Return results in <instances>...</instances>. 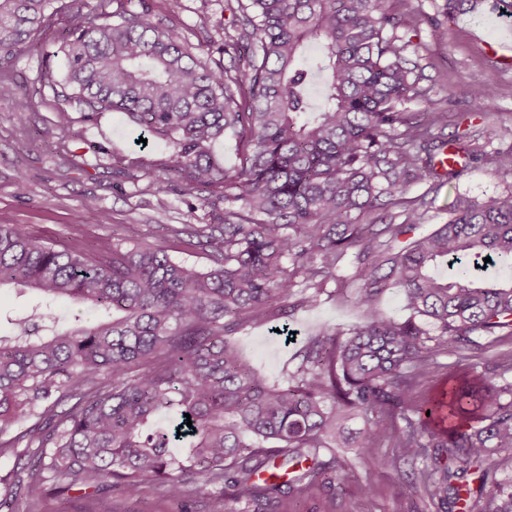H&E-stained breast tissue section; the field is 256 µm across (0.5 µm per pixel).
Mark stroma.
Returning a JSON list of instances; mask_svg holds the SVG:
<instances>
[{
    "instance_id": "stroma-1",
    "label": "stroma",
    "mask_w": 512,
    "mask_h": 512,
    "mask_svg": "<svg viewBox=\"0 0 512 512\" xmlns=\"http://www.w3.org/2000/svg\"><path fill=\"white\" fill-rule=\"evenodd\" d=\"M445 0H397L396 5L420 19L409 32V57L421 69L420 85L426 94L408 104L411 112L449 109L447 127L439 135L453 140L457 130L468 126L495 130L493 138H481L475 145L478 159L470 161L453 185L431 186L420 182L410 189L420 198V230L428 233L448 220V208L456 195L478 202L512 191V174L496 172L491 161L497 151L512 148V69H504L489 44L512 31V17L492 9L483 0L477 9L462 7L453 16L444 13ZM133 13L149 8L151 21L178 35L194 52L208 57L211 65H229L222 51L225 32L236 29V0H125ZM69 25L59 16L5 71L0 72V225L25 224L40 237L60 244L93 242L109 237L122 243L134 238L143 245L168 243L162 227L166 224H199L202 211H190L181 190L156 192L153 183L161 176V163L171 150L164 142L140 147L138 130L126 124L121 113L108 112L100 122H74L71 129H55L59 108L78 112L76 104H63L52 84L41 83L38 75L50 69L61 78L63 60L58 51ZM478 95H470V88ZM30 95L28 112L18 113L21 92ZM28 140L26 152L17 149L18 140ZM139 155L143 169L129 176L112 171V154ZM96 206L109 217L105 224H86L87 206ZM355 267L343 260L340 282H329L319 305L296 309L297 334L293 341L273 335L272 322L252 323L236 335L242 356L268 381L281 379L293 369L295 348L303 339L328 327L348 329L362 320L355 303ZM475 372L493 382L512 381V372L502 369L512 358V339L479 338L468 352ZM394 449L377 448L374 457H362L344 448L336 451L335 486L312 485L301 496L281 494L273 512H437V507L417 496L405 495L400 478L411 472L410 463H395ZM374 482L372 497L360 491L365 479ZM71 512H168L170 505L152 491L128 496L110 492L105 502H86L79 488L68 493Z\"/></svg>"
}]
</instances>
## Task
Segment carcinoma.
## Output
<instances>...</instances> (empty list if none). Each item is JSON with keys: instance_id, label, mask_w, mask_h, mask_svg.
<instances>
[{"instance_id": "carcinoma-1", "label": "carcinoma", "mask_w": 512, "mask_h": 512, "mask_svg": "<svg viewBox=\"0 0 512 512\" xmlns=\"http://www.w3.org/2000/svg\"><path fill=\"white\" fill-rule=\"evenodd\" d=\"M55 2L0 0L1 71L53 24ZM111 2L96 13L67 5L57 96L83 107L86 123L119 112L172 148L157 189L180 186L205 223L169 224L168 236L212 265L197 271L164 248L109 238L57 249L24 224L0 225V289L42 299L0 334V459L13 461L3 498L47 512L50 486L94 501L149 487L172 512H195L191 476L210 488L208 512H234L230 500L268 512L285 488L298 497L336 481L322 454H372L386 441L396 459L423 461L406 481L422 499L446 512L462 502L463 512H512V481L478 507L512 463V382L476 375L415 395L439 378L448 347L512 336V277L482 274L512 269V192L486 203L458 195L447 223L415 233L411 185L465 169L438 158L448 113L406 108L423 94L405 41L418 18L394 0H238L224 69L148 11L109 12ZM228 132L240 145L231 170L214 151ZM349 255L362 322L311 337L298 366L269 383L233 335L267 316L281 320L277 335H295L280 300L298 287L296 306L317 305ZM391 287L405 319L377 305ZM62 298L105 319L62 329ZM354 421L362 428L349 442Z\"/></svg>"}]
</instances>
